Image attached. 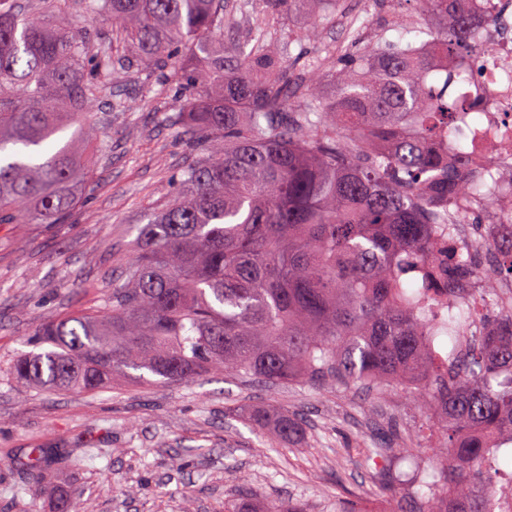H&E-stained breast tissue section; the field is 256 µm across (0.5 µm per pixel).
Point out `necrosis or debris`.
<instances>
[{
    "mask_svg": "<svg viewBox=\"0 0 512 512\" xmlns=\"http://www.w3.org/2000/svg\"><path fill=\"white\" fill-rule=\"evenodd\" d=\"M472 37L489 47L493 61L473 64L469 55L448 59V97L476 105L484 114L482 124L467 137L469 154L482 160L475 170L484 197L467 200L458 210L455 234L467 240V225L474 218L495 224L500 214L512 210V152L500 154L496 145L502 135L512 136V9L497 5L494 11H473Z\"/></svg>",
    "mask_w": 512,
    "mask_h": 512,
    "instance_id": "4bbe7bcc",
    "label": "necrosis or debris"
}]
</instances>
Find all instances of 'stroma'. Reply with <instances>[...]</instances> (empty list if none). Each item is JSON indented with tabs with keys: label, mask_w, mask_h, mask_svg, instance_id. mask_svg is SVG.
<instances>
[{
	"label": "stroma",
	"mask_w": 512,
	"mask_h": 512,
	"mask_svg": "<svg viewBox=\"0 0 512 512\" xmlns=\"http://www.w3.org/2000/svg\"><path fill=\"white\" fill-rule=\"evenodd\" d=\"M316 10L311 4L270 22L296 41L300 63L289 75L297 93L315 73L329 91L335 61L311 68L326 48L379 34L417 40L394 24L414 16L415 0L398 8L392 0H338L325 5L329 20L309 39ZM114 99L127 110L113 111ZM89 109L109 151L94 156L67 223L0 226V512H57L70 495L83 512H224L245 488L301 501L308 512H334L341 497L379 507L386 492L363 466L364 449L406 448L432 431L408 395L377 399L331 381L269 385L230 371L157 386L118 377L95 395L14 381L11 367L29 334L48 318L101 303L131 257L136 225L167 205L175 178L196 158L177 85L130 55ZM258 411L305 415L304 437L285 444L274 429L255 430ZM32 448L53 449L47 473L26 468Z\"/></svg>",
	"instance_id": "stroma-1"
}]
</instances>
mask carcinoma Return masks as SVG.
<instances>
[{
	"label": "carcinoma",
	"instance_id": "1",
	"mask_svg": "<svg viewBox=\"0 0 512 512\" xmlns=\"http://www.w3.org/2000/svg\"><path fill=\"white\" fill-rule=\"evenodd\" d=\"M68 2L39 0L29 12L0 0V224L64 223L80 201L85 149L107 147L94 133L82 148L44 152L77 117L91 122L82 108L106 92L114 66L112 44L94 46L69 23ZM313 2L243 0L239 10L258 3L270 19ZM419 2L421 45L378 38L342 55L330 99L313 82L296 101L291 41L273 51L265 28L236 49L215 48L222 0H85L89 16H112L140 64L171 69L209 151L181 169L171 202L147 214L102 304L44 322L14 379L87 394L121 374L151 384L227 370L265 383L335 378L377 398L418 386L441 441L413 478H431L417 512H493L483 468L512 443V305L487 318L466 358L453 349L431 357L438 328L423 296L459 310L450 336L470 335L477 319L457 293L472 267L449 235L454 208L482 188L429 147L462 109L435 75L438 58L468 46L467 11L463 0ZM178 47L204 72L175 60ZM89 56L94 75L84 72ZM469 248L487 249L512 282V236L487 224ZM305 423L255 420L288 442ZM393 452L368 448L364 465L395 494L407 487ZM224 512L305 510L245 489Z\"/></svg>",
	"mask_w": 512,
	"mask_h": 512
}]
</instances>
